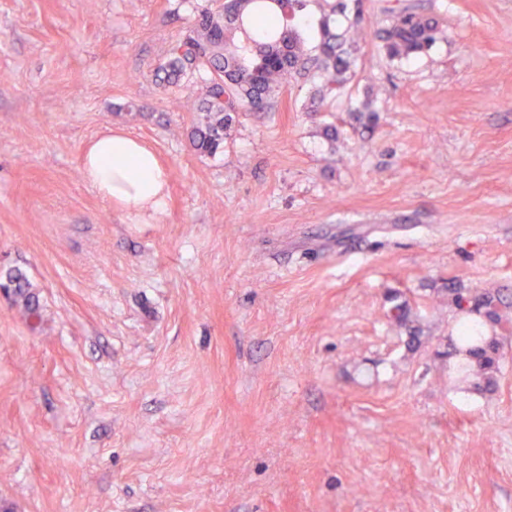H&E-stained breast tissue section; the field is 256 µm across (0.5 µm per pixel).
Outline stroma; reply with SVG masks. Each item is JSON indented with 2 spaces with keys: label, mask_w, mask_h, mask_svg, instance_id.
Listing matches in <instances>:
<instances>
[{
  "label": "stroma",
  "mask_w": 512,
  "mask_h": 512,
  "mask_svg": "<svg viewBox=\"0 0 512 512\" xmlns=\"http://www.w3.org/2000/svg\"><path fill=\"white\" fill-rule=\"evenodd\" d=\"M223 4L0 0V279L39 313L0 296V512H512V0H364L373 126L300 81L202 156L200 76L156 72ZM409 5L442 35L388 62ZM109 128L168 168L161 220L85 181ZM456 289L506 304L491 389ZM1 283L6 288H10L9 293H11L10 295L14 298V301L21 303L24 311L29 316L36 314L35 296L30 291L32 285L23 272L19 270L10 271L6 274L5 281H1ZM455 355L462 356L457 371L465 378L471 376L482 380L483 387L495 384L494 375L500 369L503 356L496 336H487L485 324L463 322L458 329Z\"/></svg>",
  "instance_id": "stroma-1"
}]
</instances>
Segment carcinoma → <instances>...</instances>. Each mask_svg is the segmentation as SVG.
Here are the masks:
<instances>
[{
	"mask_svg": "<svg viewBox=\"0 0 512 512\" xmlns=\"http://www.w3.org/2000/svg\"><path fill=\"white\" fill-rule=\"evenodd\" d=\"M311 6L320 13L314 45L304 23ZM365 25L363 0L350 5L342 0H225L224 12L201 14L188 35L168 46L159 66L169 82L198 72L205 84L197 106L201 115L190 131L193 149L201 156L224 151L236 113L271 111L281 90L299 79L313 84L323 111L335 105L375 118L372 93L358 101L348 92ZM440 34L436 17L407 7L378 31L379 52L391 62L408 59L430 50ZM3 285L28 315L36 314L32 285L23 272L7 273ZM452 303L461 312H483L493 326L504 320L502 298L489 291L473 297L457 291ZM454 350L461 357L460 374L482 380L487 388L495 384L502 354L485 324L461 323Z\"/></svg>",
	"mask_w": 512,
	"mask_h": 512,
	"instance_id": "cac0c4a2",
	"label": "carcinoma"
}]
</instances>
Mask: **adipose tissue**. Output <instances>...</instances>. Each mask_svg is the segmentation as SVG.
<instances>
[{"mask_svg": "<svg viewBox=\"0 0 512 512\" xmlns=\"http://www.w3.org/2000/svg\"><path fill=\"white\" fill-rule=\"evenodd\" d=\"M83 172L99 196L121 209L152 219L164 211L169 172L152 151L124 131L99 134L84 151Z\"/></svg>", "mask_w": 512, "mask_h": 512, "instance_id": "adipose-tissue-1", "label": "adipose tissue"}]
</instances>
